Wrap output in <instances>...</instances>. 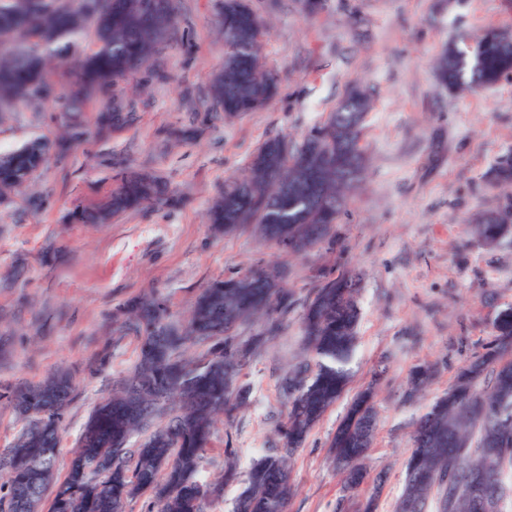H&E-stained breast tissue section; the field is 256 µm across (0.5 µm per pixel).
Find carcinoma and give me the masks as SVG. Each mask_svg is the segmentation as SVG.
<instances>
[{
    "mask_svg": "<svg viewBox=\"0 0 512 512\" xmlns=\"http://www.w3.org/2000/svg\"><path fill=\"white\" fill-rule=\"evenodd\" d=\"M178 9V0H0V121L21 107L37 113L61 98L67 117L58 140L32 136L0 151V201L27 188L29 209L42 208V196L30 187L50 157L63 160L84 139L85 103L148 65L159 45L177 40ZM217 10L224 64L212 78L211 95L230 121L264 107L279 76L262 61L267 23L249 0H217ZM434 69L450 89L497 85L512 78V34L490 28L463 48L450 45L435 58ZM370 108V96L355 91L302 141H265L247 169L216 196L208 223L226 233L253 224L263 244L293 254L333 248L335 224L365 178L360 141ZM129 117L115 101L112 111L97 114L96 132L102 137L120 130ZM486 182L512 194L511 155L489 169ZM176 203L156 177L125 175L117 178L109 201L84 207L82 216L98 224ZM470 232L493 245L508 225L500 212L486 210L473 219ZM287 277L286 267L256 266L216 278L199 291L184 323L154 294L117 309L118 331L138 339V361L90 412L78 438L81 453L61 480L55 471L60 429L74 394L70 376L54 372L13 389L9 402L20 429L0 448V472L7 473L0 512H125L141 498L148 512H206L224 496V482L201 475L215 417L246 402L250 387L239 383V371L299 306L307 356L280 381L286 420L278 425L277 442L245 472L234 506V512H288L292 457L349 383L360 310L358 280L348 271H319L302 299L281 287ZM256 317L268 319L264 334L245 342L233 334ZM196 347L202 353L187 355ZM376 424L367 390L332 439L345 492L336 512H346L345 502L365 483L363 460ZM450 466L476 470L507 489L498 512L512 508V307L497 314L484 352L461 367L417 419L395 512H441L442 480Z\"/></svg>",
    "mask_w": 512,
    "mask_h": 512,
    "instance_id": "cac0c4a2",
    "label": "carcinoma"
}]
</instances>
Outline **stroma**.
Returning a JSON list of instances; mask_svg holds the SVG:
<instances>
[{"mask_svg": "<svg viewBox=\"0 0 512 512\" xmlns=\"http://www.w3.org/2000/svg\"><path fill=\"white\" fill-rule=\"evenodd\" d=\"M252 0L265 15V63L281 83L260 110L227 122L212 109L210 84L224 61L214 32L215 0H182L180 39L160 47L149 68L116 95L90 101L87 118L130 102L120 133L90 137L36 180L45 199L31 212L23 197L0 206V392L68 369L75 397L63 422L57 477H64L91 409L134 367L135 337L112 331V314L157 291L187 319L211 280L256 264H288L289 288L306 295L317 268L362 273L358 346L351 381L293 459L288 512H336L342 496L330 441L347 407L374 387L377 430L364 461L383 476L377 512H394L416 420L493 338L497 313L512 307V235L487 247L469 238L478 212L506 207L485 172L512 156V80L453 93L438 86L433 61L487 28L512 32V0H325L316 17L300 0ZM168 81L157 82L155 71ZM372 98L361 145L367 170L336 230L335 251L291 255L262 245L249 230L215 235L204 215L218 189L241 173L267 139H300L324 121L353 86ZM63 106L22 111L0 126V149L31 135L55 138ZM183 130L170 144L168 131ZM159 176L177 206L133 211L109 224L83 223L75 207L104 199L116 173ZM300 314L282 321L274 343L243 366L248 404L219 419L202 462L221 477L225 454L238 473L275 441L286 416L282 377L303 361ZM433 368L421 396L406 401L413 370Z\"/></svg>", "mask_w": 512, "mask_h": 512, "instance_id": "35a3bbf8", "label": "stroma"}]
</instances>
